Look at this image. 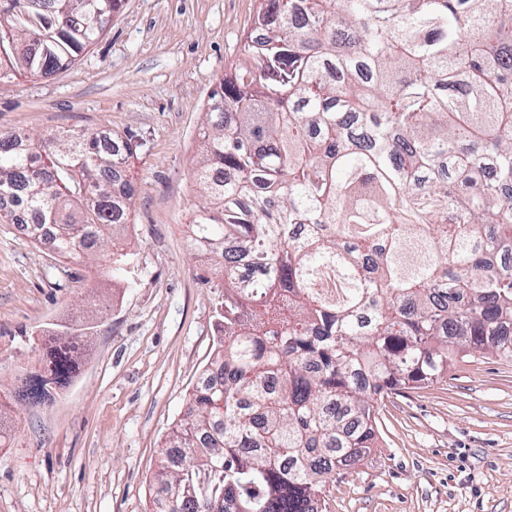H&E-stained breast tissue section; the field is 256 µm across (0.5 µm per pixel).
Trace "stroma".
I'll use <instances>...</instances> for the list:
<instances>
[{"instance_id": "stroma-1", "label": "stroma", "mask_w": 512, "mask_h": 512, "mask_svg": "<svg viewBox=\"0 0 512 512\" xmlns=\"http://www.w3.org/2000/svg\"><path fill=\"white\" fill-rule=\"evenodd\" d=\"M257 0H125L71 68L0 82V130L109 129L143 141L123 248L134 280L58 259L0 224V512H148L160 448L217 343L224 285L188 248L211 91L246 60ZM80 319L78 371L43 404L45 330ZM379 446L327 482L319 512H512V359L472 355L386 398Z\"/></svg>"}]
</instances>
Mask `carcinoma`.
<instances>
[{"label": "carcinoma", "mask_w": 512, "mask_h": 512, "mask_svg": "<svg viewBox=\"0 0 512 512\" xmlns=\"http://www.w3.org/2000/svg\"><path fill=\"white\" fill-rule=\"evenodd\" d=\"M209 97L189 246L224 280L215 355L150 512H318L379 406L470 354L512 359V0H258ZM121 0H0V80L66 69ZM88 131H0V197L63 260L116 246L132 184ZM66 346L50 377L73 375ZM16 416L0 401V447Z\"/></svg>", "instance_id": "1"}]
</instances>
